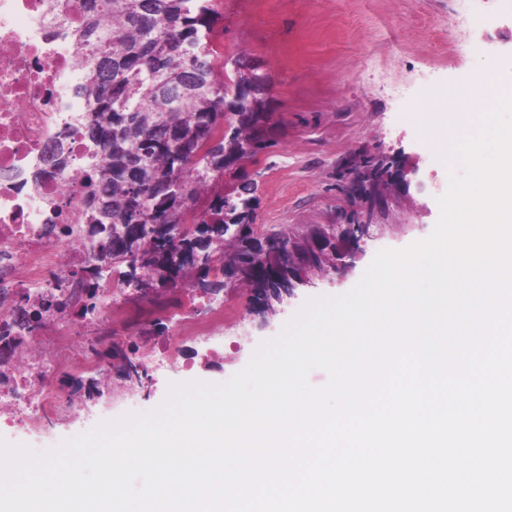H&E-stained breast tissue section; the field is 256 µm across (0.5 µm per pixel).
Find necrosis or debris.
Segmentation results:
<instances>
[{"label":"necrosis or debris","mask_w":512,"mask_h":512,"mask_svg":"<svg viewBox=\"0 0 512 512\" xmlns=\"http://www.w3.org/2000/svg\"><path fill=\"white\" fill-rule=\"evenodd\" d=\"M86 15L85 0H0V328L11 338L0 343V418L14 425L81 405L82 396L60 397L61 373L110 379L95 344L71 347L92 239L80 175L89 112L72 109L89 64L77 48ZM58 288L69 309L44 312L28 331L29 313ZM99 293L98 336L132 339L143 308L122 306L111 281Z\"/></svg>","instance_id":"obj_1"}]
</instances>
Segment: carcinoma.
Here are the masks:
<instances>
[{"instance_id": "carcinoma-1", "label": "carcinoma", "mask_w": 512, "mask_h": 512, "mask_svg": "<svg viewBox=\"0 0 512 512\" xmlns=\"http://www.w3.org/2000/svg\"><path fill=\"white\" fill-rule=\"evenodd\" d=\"M218 18L216 0H94L80 42L93 65L79 88L91 106L88 138L104 160L92 154L84 164L87 185L99 193L91 199L94 266L83 316L96 310L99 281L122 264L121 283L136 290L175 286L192 269L196 287L221 290L224 282L209 276L224 225L253 223L250 188L226 194L220 181L231 165L267 147L268 80L242 70L225 81L213 48ZM240 124L248 128L244 137ZM393 168L392 160L366 159L360 176L378 184ZM201 200V227L176 239L171 232ZM150 224L159 226L151 245L128 259ZM277 237L288 249L261 270L254 269L253 240L236 238L229 261L219 256L221 273L245 283L254 298L268 297L308 253L288 234Z\"/></svg>"}]
</instances>
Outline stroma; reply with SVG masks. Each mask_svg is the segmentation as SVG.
<instances>
[{
    "label": "stroma",
    "mask_w": 512,
    "mask_h": 512,
    "mask_svg": "<svg viewBox=\"0 0 512 512\" xmlns=\"http://www.w3.org/2000/svg\"><path fill=\"white\" fill-rule=\"evenodd\" d=\"M216 46L224 56L261 61L270 78L268 146L224 173L225 189L244 184L258 199L255 233L289 234L302 246L325 245L342 265L302 268L293 297L259 313L248 286L226 280L222 291L196 288V271L182 286L149 295L126 291L135 306L179 299L200 318L224 304L233 321L219 325L210 343L182 333L167 315L146 316L132 341L99 348L112 365L121 353L147 367L132 386L119 371L90 411H75L27 428L0 422V439L36 454L58 447L99 423L148 413L174 383L221 384L249 362L259 345L279 335L312 298L348 292L375 255L427 238L439 218L438 197L448 169L415 115L430 89L467 81L512 56V0H474L473 20L457 16L456 0H221ZM366 155L396 160L407 187L386 190L366 235L352 242L340 224L363 207L340 177Z\"/></svg>",
    "instance_id": "1"
}]
</instances>
